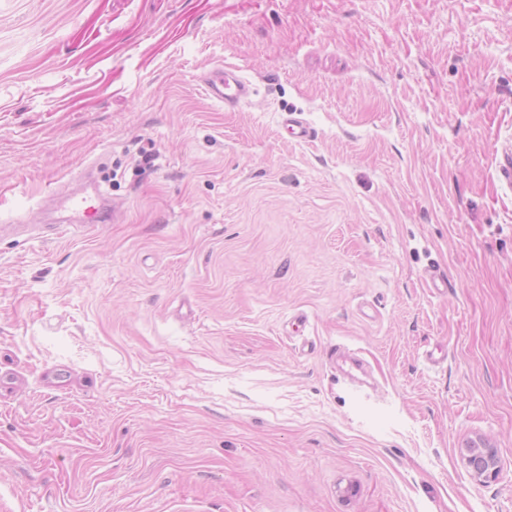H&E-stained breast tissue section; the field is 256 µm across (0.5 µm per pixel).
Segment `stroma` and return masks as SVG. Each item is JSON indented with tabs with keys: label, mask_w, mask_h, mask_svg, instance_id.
I'll use <instances>...</instances> for the list:
<instances>
[{
	"label": "stroma",
	"mask_w": 512,
	"mask_h": 512,
	"mask_svg": "<svg viewBox=\"0 0 512 512\" xmlns=\"http://www.w3.org/2000/svg\"><path fill=\"white\" fill-rule=\"evenodd\" d=\"M509 153L512 0H0V512H512ZM207 87L212 98L224 103L229 110L248 101L253 89L251 85L233 70L224 69V73L216 79L207 80ZM469 456L466 461L477 477L493 478L497 472V454L495 448L486 442H471L466 446Z\"/></svg>",
	"instance_id": "1"
}]
</instances>
